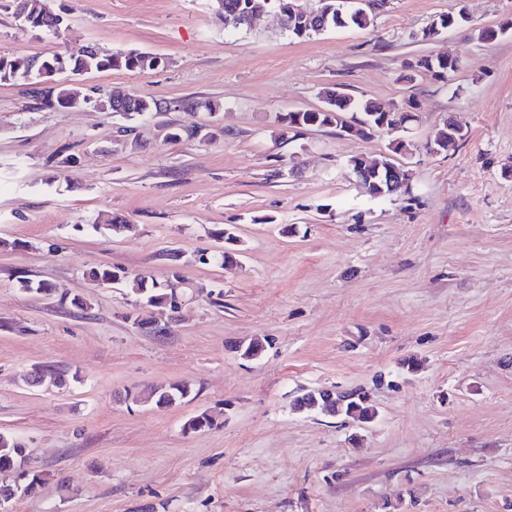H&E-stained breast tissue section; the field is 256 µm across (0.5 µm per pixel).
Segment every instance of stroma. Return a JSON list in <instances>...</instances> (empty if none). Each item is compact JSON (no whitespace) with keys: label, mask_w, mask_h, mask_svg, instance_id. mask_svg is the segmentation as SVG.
<instances>
[{"label":"stroma","mask_w":512,"mask_h":512,"mask_svg":"<svg viewBox=\"0 0 512 512\" xmlns=\"http://www.w3.org/2000/svg\"><path fill=\"white\" fill-rule=\"evenodd\" d=\"M51 6L81 41L165 65L79 76L65 109L0 85V432L40 477L0 512H512V0H388L371 28L304 40L273 11L225 29L217 0ZM461 7L472 30L422 40ZM13 11L0 0V55L64 50ZM487 25L509 31L478 40ZM431 54L460 70L401 80ZM326 87L415 103L409 192L371 197L349 166L390 134L279 138L277 116L320 107ZM115 90L163 108H93ZM451 115L465 140L427 151ZM226 227L232 264H203ZM104 264L126 279L100 285ZM138 275L178 284V311L141 300ZM252 341L259 356H241ZM45 365L64 386L27 384ZM178 382L180 405L127 399ZM320 388L363 390L377 413L293 410ZM204 412L212 427L185 430Z\"/></svg>","instance_id":"stroma-1"}]
</instances>
